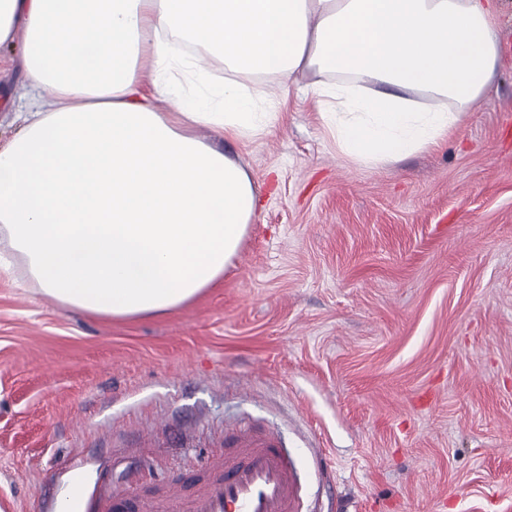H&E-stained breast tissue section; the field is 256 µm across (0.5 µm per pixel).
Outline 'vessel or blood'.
Here are the masks:
<instances>
[{
	"label": "vessel or blood",
	"mask_w": 512,
	"mask_h": 512,
	"mask_svg": "<svg viewBox=\"0 0 512 512\" xmlns=\"http://www.w3.org/2000/svg\"><path fill=\"white\" fill-rule=\"evenodd\" d=\"M224 444L213 478L185 500L187 512H299L296 472L276 436L233 430ZM111 471L103 462L96 491L73 496L69 512H142L138 499L113 487Z\"/></svg>",
	"instance_id": "obj_1"
}]
</instances>
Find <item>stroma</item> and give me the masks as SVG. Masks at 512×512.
<instances>
[{"label": "stroma", "instance_id": "stroma-1", "mask_svg": "<svg viewBox=\"0 0 512 512\" xmlns=\"http://www.w3.org/2000/svg\"><path fill=\"white\" fill-rule=\"evenodd\" d=\"M0 67V148L20 131ZM226 153L257 214L224 278L109 320L0 271V507L44 512L113 458L147 512L203 488L224 432L291 451L301 512H512V52L436 149L344 158L312 99Z\"/></svg>", "mask_w": 512, "mask_h": 512}]
</instances>
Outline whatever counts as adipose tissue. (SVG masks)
<instances>
[{
  "label": "adipose tissue",
  "mask_w": 512,
  "mask_h": 512,
  "mask_svg": "<svg viewBox=\"0 0 512 512\" xmlns=\"http://www.w3.org/2000/svg\"><path fill=\"white\" fill-rule=\"evenodd\" d=\"M179 41L223 59L222 88ZM6 43L33 99L0 149V239L45 295L109 319L175 310L223 277L256 187L197 131H269L254 75L283 90L335 72L311 87L323 123L378 165L440 146L499 56L491 0H0Z\"/></svg>",
  "instance_id": "adipose-tissue-1"
}]
</instances>
